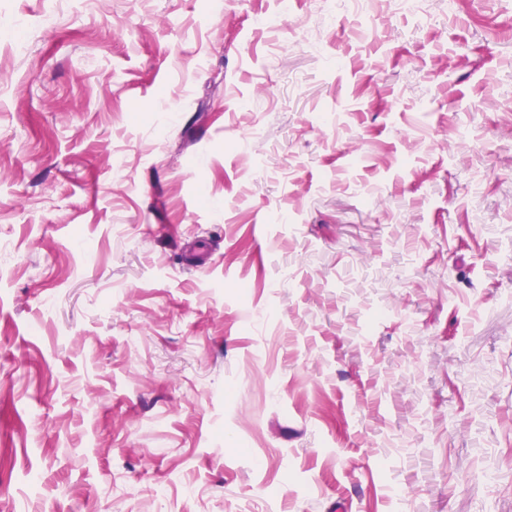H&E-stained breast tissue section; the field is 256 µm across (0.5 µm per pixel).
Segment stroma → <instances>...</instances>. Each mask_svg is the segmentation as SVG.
I'll return each instance as SVG.
<instances>
[{
	"label": "stroma",
	"mask_w": 512,
	"mask_h": 512,
	"mask_svg": "<svg viewBox=\"0 0 512 512\" xmlns=\"http://www.w3.org/2000/svg\"><path fill=\"white\" fill-rule=\"evenodd\" d=\"M0 22V512H512V0Z\"/></svg>",
	"instance_id": "1"
}]
</instances>
